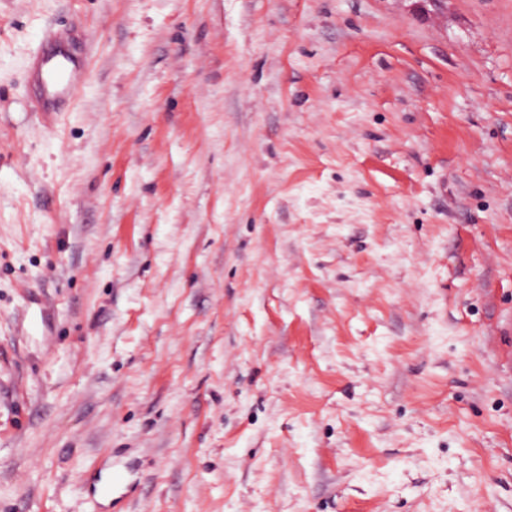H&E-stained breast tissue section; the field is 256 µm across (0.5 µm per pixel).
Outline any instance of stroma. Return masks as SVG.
Instances as JSON below:
<instances>
[{"mask_svg": "<svg viewBox=\"0 0 512 512\" xmlns=\"http://www.w3.org/2000/svg\"><path fill=\"white\" fill-rule=\"evenodd\" d=\"M0 512H512V0H0ZM47 40L51 49L35 55L31 62L36 98L44 115L60 112L80 90L83 81L79 59L88 54L90 46V38L86 37L77 49L64 30L51 29Z\"/></svg>", "mask_w": 512, "mask_h": 512, "instance_id": "obj_1", "label": "stroma"}]
</instances>
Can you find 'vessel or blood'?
<instances>
[{"label":"vessel or blood","mask_w":512,"mask_h":512,"mask_svg":"<svg viewBox=\"0 0 512 512\" xmlns=\"http://www.w3.org/2000/svg\"><path fill=\"white\" fill-rule=\"evenodd\" d=\"M47 40L50 50L35 55L31 62L37 102L44 113L60 111L76 96L83 84L79 59L90 46L86 40L73 43L63 30H50Z\"/></svg>","instance_id":"1"}]
</instances>
